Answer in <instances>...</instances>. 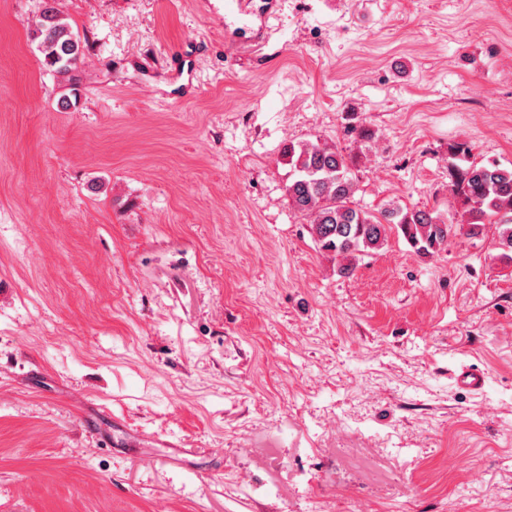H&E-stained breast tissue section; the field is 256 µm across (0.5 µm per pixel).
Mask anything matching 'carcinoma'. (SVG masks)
Returning a JSON list of instances; mask_svg holds the SVG:
<instances>
[{
    "label": "carcinoma",
    "mask_w": 512,
    "mask_h": 512,
    "mask_svg": "<svg viewBox=\"0 0 512 512\" xmlns=\"http://www.w3.org/2000/svg\"><path fill=\"white\" fill-rule=\"evenodd\" d=\"M36 32L47 66L63 76L77 67L83 55L80 40L49 3L36 22ZM287 155L289 202L309 219L318 248L344 260L339 266L343 275L353 272L357 256L381 248L394 229L420 257L444 249L453 236L476 238L490 230L497 247L512 251V166L490 161L461 171L449 186L450 197L460 204L461 219L449 224L433 210L395 205L375 213L355 205L350 159L335 145L292 144Z\"/></svg>",
    "instance_id": "1"
}]
</instances>
